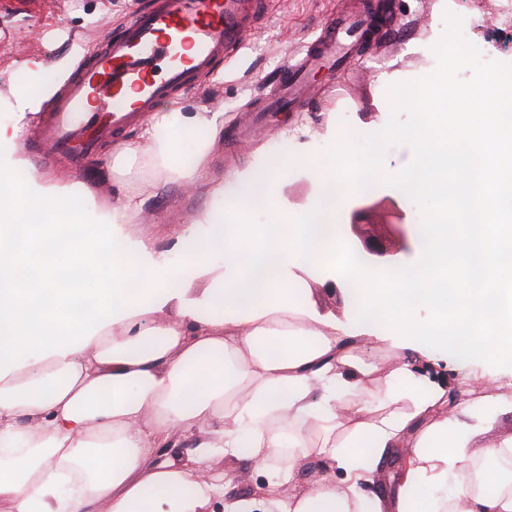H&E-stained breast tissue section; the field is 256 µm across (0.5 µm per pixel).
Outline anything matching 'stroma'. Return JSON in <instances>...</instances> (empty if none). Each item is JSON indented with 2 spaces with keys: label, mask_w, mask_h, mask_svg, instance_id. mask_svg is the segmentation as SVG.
<instances>
[{
  "label": "stroma",
  "mask_w": 512,
  "mask_h": 512,
  "mask_svg": "<svg viewBox=\"0 0 512 512\" xmlns=\"http://www.w3.org/2000/svg\"><path fill=\"white\" fill-rule=\"evenodd\" d=\"M141 0H0V124L17 119L12 97L14 87L37 79H53V66L64 61L76 66L97 40L108 33L118 34ZM437 0H387L382 35L368 45L358 46L353 54L333 70H316L309 76L311 95L285 113L264 112L267 100L274 97L289 61L300 57L321 30L337 16L356 9L360 0H269V15L245 36L243 47L231 58L219 61L214 75L204 77L192 88L183 90L185 108L190 112H220L225 124L252 121L256 111H263L260 122H252L248 138L232 144L218 142L210 159L216 173L230 174L235 169L258 166L273 158L289 160L295 149L292 139L280 136L282 116L306 125L302 141L309 148H319L328 140V125L342 124L348 110L356 109L377 119V108L405 93L406 83L425 84L433 95L452 99L461 84H476L490 72L512 73V24L496 18L497 0H452L445 15H438ZM484 23L477 39L459 38L461 26L473 18ZM440 24L448 35V51L473 59L481 43L493 44L494 69L470 66L450 71L448 82L436 81L426 59L408 53L410 39L424 34L431 24ZM400 71L401 86L379 90L374 81L377 67ZM104 156H95L88 164L98 174V189L85 192L79 200L81 222L93 223L114 201L111 174L101 171ZM370 207L368 219L379 236L391 233L392 211L404 212V221L417 224L423 207L403 196L401 189L388 181L371 183L359 196ZM202 201L170 186H158L146 203L145 224H125L119 235L138 236L153 232L157 247L167 265L176 266L191 295H199L204 285L193 266L179 264L183 247L173 244L176 225L189 223ZM294 279L303 282L313 312L322 315L350 334H363L360 314L348 289L331 285L327 279L299 268ZM415 373L428 377L446 390L445 411H452L461 400L459 385L469 375H487V386H475L469 400L473 418H481L485 407L482 395L490 390L512 400V368L496 364L459 360L434 345L422 346L416 355Z\"/></svg>",
  "instance_id": "obj_1"
}]
</instances>
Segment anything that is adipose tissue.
Here are the masks:
<instances>
[{
  "label": "adipose tissue",
  "instance_id": "ef3b65f1",
  "mask_svg": "<svg viewBox=\"0 0 512 512\" xmlns=\"http://www.w3.org/2000/svg\"><path fill=\"white\" fill-rule=\"evenodd\" d=\"M51 87L14 91L19 110L0 126V144L21 138ZM506 96L498 76L455 93L444 111L413 86L364 128L334 132L318 152L298 147L289 163L247 165L215 174L209 154L224 137L220 112H187L171 98L139 124L136 140L114 144L112 171L141 157L156 179L201 196L192 223L190 263L211 276L224 259L220 287L197 298L176 287L148 233L112 235L140 223L147 184L128 179L98 223L34 224L79 187L39 172L25 154L15 168L27 186L0 195V505L5 512H512V434L489 448L468 421V405L437 414L441 389L394 388L411 377L407 352L425 343L481 361H512V252L482 227L501 219V179L512 172V127L501 122ZM445 113L444 127L428 112ZM398 112L415 125L390 126ZM205 133L195 158L180 159L184 131ZM365 180L389 179L426 208L417 226L418 264L386 275L358 263L344 275L361 286L371 335L398 332L389 364L353 354L335 325L299 299L290 269L336 262L342 213L355 184L337 173L354 142ZM404 162L384 164L389 140ZM304 169L312 198L288 211L280 187ZM263 201L265 233L248 229ZM209 227L206 236L197 225ZM460 256L462 285L446 287L449 256ZM428 317H420V310ZM384 379L381 398L370 385ZM412 400V410L398 404ZM249 462L266 476L256 490L225 498L217 459ZM184 447L187 459L168 457ZM405 450L407 465L390 497L365 492L383 463ZM343 480H336V471ZM454 478L451 496L422 503L416 487Z\"/></svg>",
  "mask_w": 512,
  "mask_h": 512
}]
</instances>
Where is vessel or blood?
<instances>
[{"label":"vessel or blood","instance_id":"1","mask_svg":"<svg viewBox=\"0 0 512 512\" xmlns=\"http://www.w3.org/2000/svg\"><path fill=\"white\" fill-rule=\"evenodd\" d=\"M264 11V0H151L118 35L103 36L59 87L31 141L74 161L83 158L174 90L208 75L239 49ZM320 62L318 52L308 49L303 64L288 74L286 96L307 97L306 75Z\"/></svg>","mask_w":512,"mask_h":512}]
</instances>
